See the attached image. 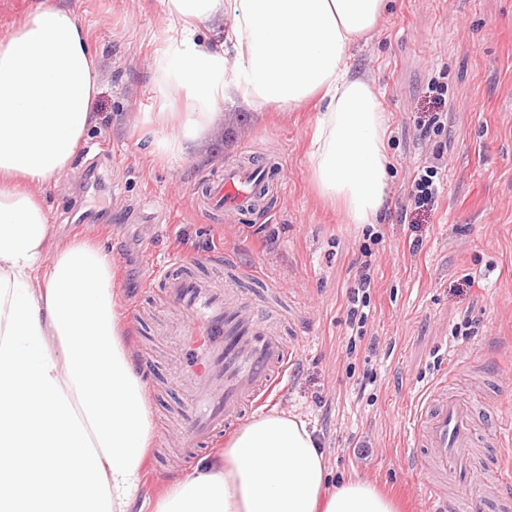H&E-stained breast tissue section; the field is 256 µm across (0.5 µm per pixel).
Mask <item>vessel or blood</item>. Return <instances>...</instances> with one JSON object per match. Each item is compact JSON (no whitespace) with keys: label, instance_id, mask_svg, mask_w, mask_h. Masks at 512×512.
I'll use <instances>...</instances> for the list:
<instances>
[{"label":"vessel or blood","instance_id":"vessel-or-blood-1","mask_svg":"<svg viewBox=\"0 0 512 512\" xmlns=\"http://www.w3.org/2000/svg\"><path fill=\"white\" fill-rule=\"evenodd\" d=\"M265 180L235 165L210 179L207 192L216 206L245 214L253 210ZM223 265L229 282L216 287L194 275L197 265ZM256 272L238 266L227 251L187 257L172 255L161 265L149 264L145 283L162 284L181 320L173 328L183 349L178 387L185 397L184 434L192 444H208L230 433L246 410L276 393L289 365L299 356L280 334V314L292 306L286 288L267 282L263 291L248 290ZM407 460L428 476L435 502L453 506L448 481L482 478L501 488L494 470L476 466L479 450L503 445L500 429L480 428L472 401L449 391L447 373H439L420 392L409 416Z\"/></svg>","mask_w":512,"mask_h":512}]
</instances>
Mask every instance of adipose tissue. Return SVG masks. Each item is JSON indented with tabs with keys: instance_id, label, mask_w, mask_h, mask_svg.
I'll return each mask as SVG.
<instances>
[{
	"instance_id": "adipose-tissue-1",
	"label": "adipose tissue",
	"mask_w": 512,
	"mask_h": 512,
	"mask_svg": "<svg viewBox=\"0 0 512 512\" xmlns=\"http://www.w3.org/2000/svg\"><path fill=\"white\" fill-rule=\"evenodd\" d=\"M169 38L145 116L155 153L183 158L238 99L261 109L318 100L306 163L346 223L372 224L389 193L386 117L353 49L391 0H159ZM217 44L197 43L200 29ZM100 71L87 29L60 0L0 40V512H397L370 481L328 484L299 416L252 418L216 457L145 490L154 438L147 386L117 313L112 255L56 239L46 190L70 171Z\"/></svg>"
}]
</instances>
